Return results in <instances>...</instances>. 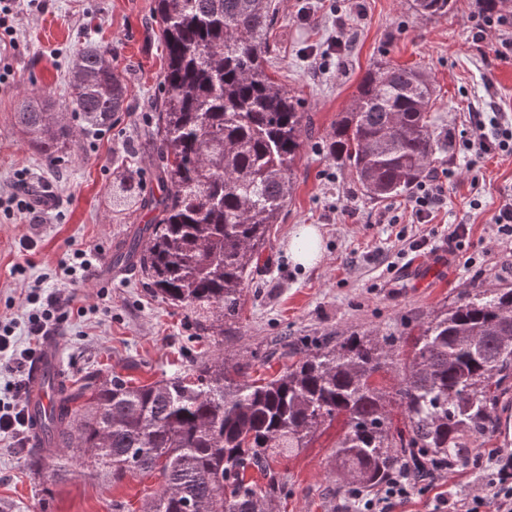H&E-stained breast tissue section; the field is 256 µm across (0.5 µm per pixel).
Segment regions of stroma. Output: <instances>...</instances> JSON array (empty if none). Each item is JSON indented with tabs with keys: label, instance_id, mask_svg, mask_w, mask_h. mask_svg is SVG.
<instances>
[{
	"label": "stroma",
	"instance_id": "stroma-1",
	"mask_svg": "<svg viewBox=\"0 0 512 512\" xmlns=\"http://www.w3.org/2000/svg\"><path fill=\"white\" fill-rule=\"evenodd\" d=\"M274 2L266 66L301 101L310 133L236 319L225 323L223 335L204 337L185 310L152 292L139 269L123 274L112 266L116 245L129 243L154 217L146 207H113L115 176H133L145 197L160 193L147 134L166 66L153 0H35L16 15L15 45L6 56L14 74L0 86V313L16 321L19 346L27 344L25 296L39 284L68 302L59 334L71 379L116 374L145 385L217 351L247 363L250 378L270 379L307 344L356 332L399 341L442 307L463 302L472 285L512 289V241L491 222L502 199L512 196V154L461 148L470 113L512 121V51L501 56L490 41L474 39L480 0H453L448 13L434 18L419 13L414 0ZM338 37L342 54L321 70L322 54ZM88 42L111 48L129 109L110 127L77 136L64 162L51 167L16 114L30 96L61 104L69 57ZM379 63L416 68L435 88L431 112L443 148L432 170L447 191L422 224L409 197L364 195L349 170L326 154L339 113ZM29 194L45 199L36 223L13 202ZM306 224L317 227L325 251L309 267L288 253ZM457 224L467 225L469 235L452 244L448 232ZM421 238L426 246L414 249ZM79 250L94 251L97 261L88 272L68 275L65 267ZM340 433L337 424L322 428L310 447L282 462L288 494L274 500L271 512H339L333 452ZM157 485V478L129 475L110 487L78 467L50 487L31 478L26 443L0 437V512H112L113 501L139 504L144 489ZM477 486L471 467L441 473L396 512H436L439 496L452 490L467 498Z\"/></svg>",
	"mask_w": 512,
	"mask_h": 512
}]
</instances>
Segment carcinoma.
Returning a JSON list of instances; mask_svg holds the SVG:
<instances>
[{
  "instance_id": "obj_1",
  "label": "carcinoma",
  "mask_w": 512,
  "mask_h": 512,
  "mask_svg": "<svg viewBox=\"0 0 512 512\" xmlns=\"http://www.w3.org/2000/svg\"><path fill=\"white\" fill-rule=\"evenodd\" d=\"M451 0H415L429 17ZM167 51L155 130L161 194L139 268L155 293L194 316L199 332L224 335L290 195L304 131L298 99L265 66L274 21L271 0H154ZM112 51L86 43L72 59L64 108L89 133L128 111ZM431 90L411 67L378 64L358 85L326 141L371 198L411 191L440 150ZM48 101L17 112L45 161L59 164L73 131ZM512 289L472 286L468 300L441 311L409 338L404 361L394 340L354 333L299 352L278 377L251 380L223 353L150 385L119 376L65 386L55 409L58 443L28 449L31 473L52 483L84 460L107 485L155 475L140 512H264L288 493L279 458L298 454L325 425L342 422L336 466L348 486L371 491L398 471L470 462L501 434L512 403ZM397 367L387 394L376 376ZM404 410L393 421L389 399ZM257 470L264 485L247 478Z\"/></svg>"
}]
</instances>
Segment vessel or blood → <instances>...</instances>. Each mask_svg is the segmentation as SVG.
<instances>
[{
    "label": "vessel or blood",
    "instance_id": "vessel-or-blood-1",
    "mask_svg": "<svg viewBox=\"0 0 512 512\" xmlns=\"http://www.w3.org/2000/svg\"><path fill=\"white\" fill-rule=\"evenodd\" d=\"M63 376L61 337H44L38 353L27 370L24 401L28 430L33 441L47 439L44 424L56 401L58 383Z\"/></svg>",
    "mask_w": 512,
    "mask_h": 512
}]
</instances>
